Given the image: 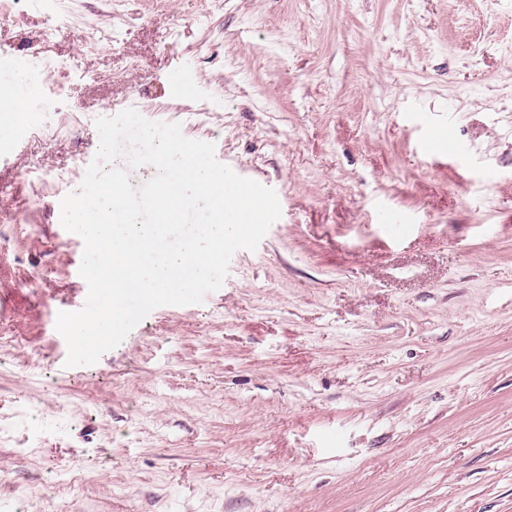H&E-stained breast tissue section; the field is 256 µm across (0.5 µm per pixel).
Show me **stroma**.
I'll use <instances>...</instances> for the list:
<instances>
[{
  "label": "stroma",
  "mask_w": 512,
  "mask_h": 512,
  "mask_svg": "<svg viewBox=\"0 0 512 512\" xmlns=\"http://www.w3.org/2000/svg\"><path fill=\"white\" fill-rule=\"evenodd\" d=\"M16 69L0 512H512V0H0ZM128 108L282 216L63 374L88 286L60 202Z\"/></svg>",
  "instance_id": "obj_1"
}]
</instances>
